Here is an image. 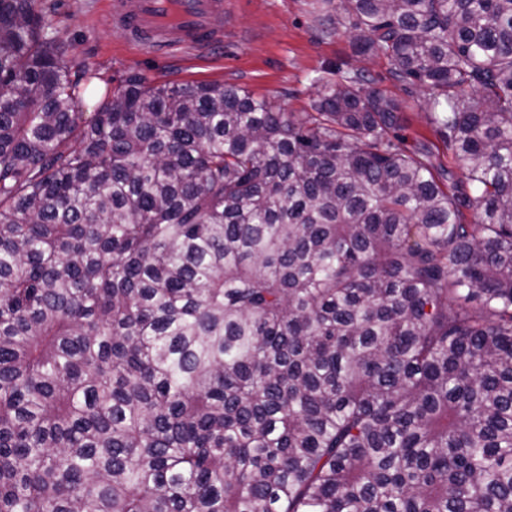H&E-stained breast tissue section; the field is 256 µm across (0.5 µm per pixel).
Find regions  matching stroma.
Listing matches in <instances>:
<instances>
[{
  "mask_svg": "<svg viewBox=\"0 0 512 512\" xmlns=\"http://www.w3.org/2000/svg\"><path fill=\"white\" fill-rule=\"evenodd\" d=\"M221 18L224 40L207 51L175 50L159 56L132 43L107 15L112 0H42L52 34L71 46L72 71L91 66L97 73L94 97L81 111H96L133 72L155 84L236 85L265 97L286 111H308L323 81L336 80L352 68L364 70L373 85L404 107L395 134L404 147L426 139L435 145L437 162L461 174L465 163L449 155L433 126L422 94L392 77L386 62L357 55L344 32L327 33L314 9L316 0H230Z\"/></svg>",
  "mask_w": 512,
  "mask_h": 512,
  "instance_id": "35a3bbf8",
  "label": "stroma"
}]
</instances>
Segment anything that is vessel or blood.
Segmentation results:
<instances>
[{"instance_id":"1","label":"vessel or blood","mask_w":512,"mask_h":512,"mask_svg":"<svg viewBox=\"0 0 512 512\" xmlns=\"http://www.w3.org/2000/svg\"><path fill=\"white\" fill-rule=\"evenodd\" d=\"M224 0H113L112 23L122 27L130 41L156 54L177 47L205 49L221 42L215 28Z\"/></svg>"}]
</instances>
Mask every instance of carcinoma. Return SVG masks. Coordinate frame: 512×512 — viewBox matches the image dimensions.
I'll use <instances>...</instances> for the list:
<instances>
[{
	"label": "carcinoma",
	"instance_id": "obj_1",
	"mask_svg": "<svg viewBox=\"0 0 512 512\" xmlns=\"http://www.w3.org/2000/svg\"><path fill=\"white\" fill-rule=\"evenodd\" d=\"M297 115L84 79L0 0V512H512V0H340Z\"/></svg>",
	"mask_w": 512,
	"mask_h": 512
}]
</instances>
